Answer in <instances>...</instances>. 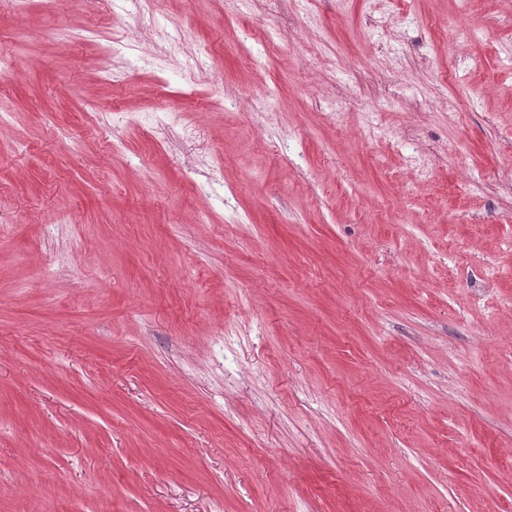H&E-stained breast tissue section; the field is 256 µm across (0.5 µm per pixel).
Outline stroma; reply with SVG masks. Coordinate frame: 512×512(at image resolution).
Returning a JSON list of instances; mask_svg holds the SVG:
<instances>
[{
	"label": "stroma",
	"mask_w": 512,
	"mask_h": 512,
	"mask_svg": "<svg viewBox=\"0 0 512 512\" xmlns=\"http://www.w3.org/2000/svg\"><path fill=\"white\" fill-rule=\"evenodd\" d=\"M0 0V512H512V0Z\"/></svg>",
	"instance_id": "1"
}]
</instances>
